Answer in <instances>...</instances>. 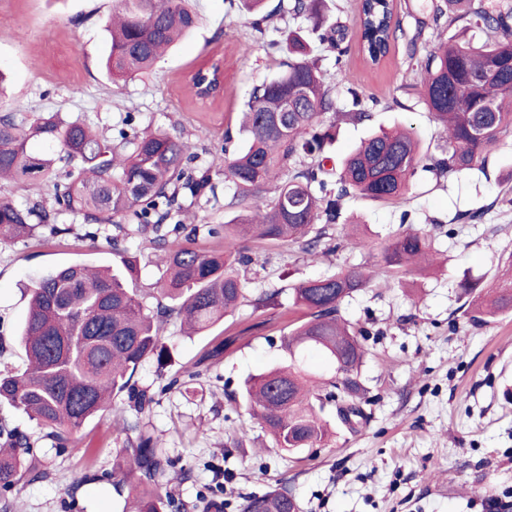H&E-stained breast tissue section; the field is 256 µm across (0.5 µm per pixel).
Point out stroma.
I'll list each match as a JSON object with an SVG mask.
<instances>
[{
  "instance_id": "stroma-1",
  "label": "stroma",
  "mask_w": 512,
  "mask_h": 512,
  "mask_svg": "<svg viewBox=\"0 0 512 512\" xmlns=\"http://www.w3.org/2000/svg\"><path fill=\"white\" fill-rule=\"evenodd\" d=\"M416 3L394 0L401 30L380 64H369L353 47L340 57L321 52L324 80L335 87L340 111L349 108L351 87L377 100L370 122L340 125L330 149L335 159L369 133L394 127L413 130L423 152H435L437 126L407 89L409 54H425L428 47L413 38ZM113 6L114 0H0V73L6 77L0 115L21 120L55 112L107 137L130 115L136 127L161 128L194 142L197 156L188 169L209 165L220 156L226 132L237 131L253 89L280 72L283 55L268 42L287 19L274 17L271 30L261 34L254 15L230 0H194L200 17L195 30L151 73L116 85L101 67ZM245 44L252 47L247 56L241 53ZM215 57L224 61V92L202 101L189 76ZM340 67L346 73L342 86L336 83ZM228 194L221 186L216 194L186 199L200 227L197 246H217L205 228L234 217ZM410 195L407 202L344 203L349 221L366 225L376 243L397 231L402 213H409L414 227L431 230L441 261L435 272L411 276L403 285L389 280L340 307L345 319L370 331L361 371L372 399L367 424L353 430L336 425L328 441L293 455L277 448L248 407L230 396L250 376L286 361L281 338L295 284L340 268H370L376 251L343 242L314 262L294 246L249 242L251 261L240 269L249 300L225 319L222 354L207 356L208 337L183 336L174 321L166 326L169 362H146L137 379L157 393L143 423L170 461L158 482L187 512H203L202 496L215 482L223 483L225 499L237 503L283 478L299 512H512V311L473 325L463 315L460 287L465 279L492 282L512 255V136L492 149L485 171L451 182L421 171ZM477 209L484 212L479 223L455 218ZM128 249L139 259L143 303L155 308L162 272L147 235L133 236ZM112 261L105 239L90 242L77 222L66 235L53 237L44 229L0 247V370L25 367L16 334L35 280L63 264ZM263 293L270 301L256 305ZM195 370L202 377L190 391L167 389L170 378ZM126 407V401L114 400L111 411L61 446L26 416L0 405V419L29 435L28 458L46 472L9 492L11 512H124L139 482L138 473L114 466V414Z\"/></svg>"
}]
</instances>
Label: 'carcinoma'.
Returning <instances> with one entry per match:
<instances>
[{
  "label": "carcinoma",
  "instance_id": "carcinoma-1",
  "mask_svg": "<svg viewBox=\"0 0 512 512\" xmlns=\"http://www.w3.org/2000/svg\"><path fill=\"white\" fill-rule=\"evenodd\" d=\"M319 0H288L287 13L296 26L274 31L270 47L287 61L275 78L254 88L242 112L244 144L224 152L193 175L185 162L196 157V145L161 129L119 132L118 142L94 133L79 120L63 121L55 114H38L24 123L0 115V179L16 184L55 187L57 207H23L0 200V247L33 235L37 224L53 236L67 234L71 225L59 218L74 215L95 241L110 225L106 237L115 262L90 266L75 262L58 266L31 288L28 313L19 330L27 357L21 373L0 372V404L26 415L57 443L72 438L100 413L112 410L118 397L127 400L135 419H123L132 431L116 448V456L143 479L134 512H167L172 495L154 484L169 460L153 436L142 429L140 415L156 403V393L138 385L135 376L147 360L168 356L161 332L171 320L185 334L206 333L224 323L246 300L239 266L251 261L250 239L297 244L319 254L342 215V202L352 196L387 202L408 195L418 170L436 178L457 179L485 168L488 153L502 137L512 134V0H424L426 16L417 20V36L425 29L442 35L456 28L484 34L480 42L452 35L438 39L418 58L412 50V71L421 76L411 85L441 128L439 153L423 157L419 142L407 130H380L361 141L342 162L328 154L336 138V123L322 117L337 115L336 94L326 85L317 47L339 49L347 38L339 22L320 15ZM359 42L376 63L387 56L400 30L393 0H361ZM198 22L190 0H115L106 23L109 52L105 67L118 83L152 71L170 46ZM351 109L342 113L351 122L371 120V112L351 92ZM39 138L52 151L33 154L27 144ZM72 165V180L59 183L57 161ZM224 177L232 192L228 207L237 215L207 229L224 239L222 248L203 250L192 245L197 227L183 224L184 199L215 191L213 178ZM273 199L258 200L268 189ZM149 232L157 264L164 268L157 291L162 298L148 311L134 288L136 258L122 246L129 227ZM434 237L423 228H400L379 247L380 259L370 270L339 269L331 275L304 280L292 288L294 319L281 347L291 363L252 377L242 389L248 405L276 447L290 453L313 448L332 435L325 416L328 406L347 411L344 424L369 418L370 404L360 379L369 330L340 316V306L381 276H406L430 265ZM467 296L464 316L485 325L512 310V255L492 288L462 285ZM323 355L332 371L328 379L304 365L307 353ZM29 436L0 426V489L9 491L24 479L45 472L28 462ZM239 512H297L287 483L252 494L237 505Z\"/></svg>",
  "mask_w": 512,
  "mask_h": 512
}]
</instances>
